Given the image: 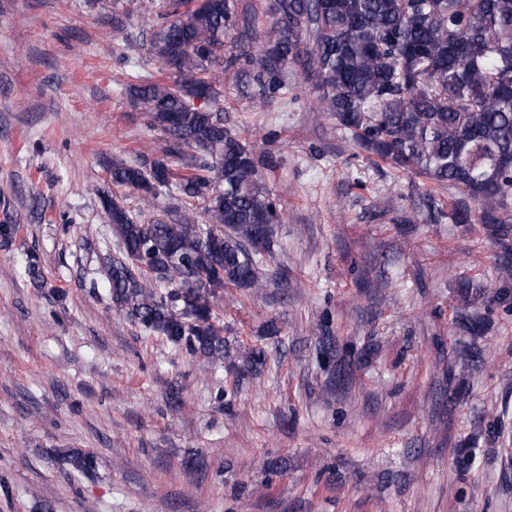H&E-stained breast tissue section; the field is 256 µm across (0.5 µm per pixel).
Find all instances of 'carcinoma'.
<instances>
[{
	"label": "carcinoma",
	"instance_id": "cac0c4a2",
	"mask_svg": "<svg viewBox=\"0 0 512 512\" xmlns=\"http://www.w3.org/2000/svg\"><path fill=\"white\" fill-rule=\"evenodd\" d=\"M266 22L241 0H165L150 52L167 74L131 84L165 153L140 165L112 161V185L154 205L172 185L168 222L141 224L115 196L102 198L117 251L104 258L112 306L147 334L209 363L224 362V289L261 288L280 200L264 182V156L224 123L220 82L233 70L266 104L299 66L313 109L336 119L361 149L392 167L458 191L444 212L422 195L408 222L512 227V0H270ZM194 97L205 103L190 105ZM208 224L195 238V204ZM89 476L90 451L64 453Z\"/></svg>",
	"mask_w": 512,
	"mask_h": 512
}]
</instances>
